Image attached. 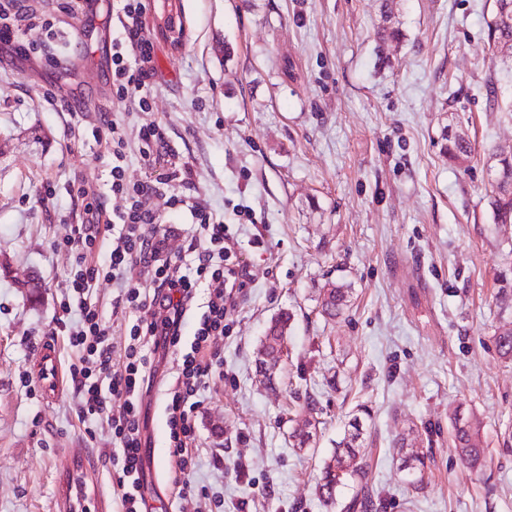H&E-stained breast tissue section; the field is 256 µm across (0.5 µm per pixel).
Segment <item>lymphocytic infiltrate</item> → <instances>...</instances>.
Listing matches in <instances>:
<instances>
[{
  "instance_id": "lymphocytic-infiltrate-1",
  "label": "lymphocytic infiltrate",
  "mask_w": 512,
  "mask_h": 512,
  "mask_svg": "<svg viewBox=\"0 0 512 512\" xmlns=\"http://www.w3.org/2000/svg\"><path fill=\"white\" fill-rule=\"evenodd\" d=\"M145 0H112V14L122 37L112 44V102L124 110L147 111L146 82L154 71L155 43L146 32ZM32 0H0V42L17 39L24 27L38 17ZM139 154L150 169V180L127 185L121 166L111 170L112 190L124 195L125 210L105 216L100 207L86 205L80 224L74 225L67 246L75 248L77 272L70 288L78 302L63 301L64 312L78 310L80 323L70 329L69 341L79 356L69 373L82 417L101 420L111 427L118 449L114 466L122 512H144L140 475L144 469L140 402L158 383L160 366L168 352L176 351L183 326L197 302L198 290L207 294L206 309L189 352L182 357L163 394L169 426V454L175 464L173 485L186 498L182 476L194 460L196 419L194 398L207 379L223 364L213 337L223 335L224 318L244 282L236 264L223 220L198 197L171 193L173 183L189 186L193 171L169 149L156 122L139 130ZM168 195L171 206L185 209L193 230L182 253L170 256L166 238L157 232L158 217L152 200ZM111 239L110 265L99 271L90 259L100 241ZM112 280L120 290L117 305L135 317L124 338L127 364L112 367L114 344L96 307L85 295L99 277Z\"/></svg>"
}]
</instances>
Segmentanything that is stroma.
Segmentation results:
<instances>
[{
	"instance_id": "stroma-1",
	"label": "stroma",
	"mask_w": 512,
	"mask_h": 512,
	"mask_svg": "<svg viewBox=\"0 0 512 512\" xmlns=\"http://www.w3.org/2000/svg\"><path fill=\"white\" fill-rule=\"evenodd\" d=\"M156 45L145 112H114L127 183L146 181L142 124L158 123L224 220L245 286L213 337L224 373L198 394L189 472L210 512H342L315 492L323 461L359 409L366 479L378 512H512V363L495 303L512 268V224L492 220L490 156L512 152V53H492L495 0H148ZM45 0L67 41L26 30L25 56L0 47V512H69L84 484L90 512H120L112 430L79 415L71 380L45 390L37 363L59 328L77 270L65 246L86 204L123 209L99 113L112 107V0ZM184 26L181 47L156 14ZM400 28L401 42L378 29ZM52 89L74 111L48 103ZM473 147L449 164L447 130ZM353 288L341 316L321 314L325 284ZM294 314L275 389L256 373L271 319ZM480 426L487 452L470 472L448 412ZM359 415V414H358ZM154 448L141 490L171 499L162 396L144 411ZM316 443L292 439L305 421ZM407 439L424 483L400 470Z\"/></svg>"
}]
</instances>
